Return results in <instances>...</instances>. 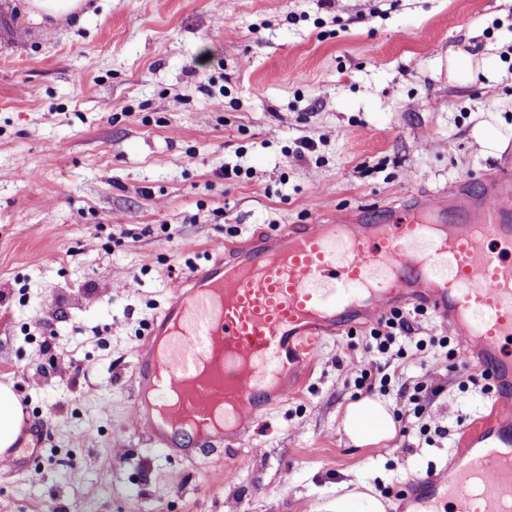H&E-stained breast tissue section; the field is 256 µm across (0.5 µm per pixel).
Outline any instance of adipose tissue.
I'll return each instance as SVG.
<instances>
[{
	"mask_svg": "<svg viewBox=\"0 0 512 512\" xmlns=\"http://www.w3.org/2000/svg\"><path fill=\"white\" fill-rule=\"evenodd\" d=\"M23 423L21 404L12 384L0 382V452L15 443ZM342 427L349 440L358 446H378L393 438L396 423L387 404L366 396L344 408Z\"/></svg>",
	"mask_w": 512,
	"mask_h": 512,
	"instance_id": "ef3b65f1",
	"label": "adipose tissue"
}]
</instances>
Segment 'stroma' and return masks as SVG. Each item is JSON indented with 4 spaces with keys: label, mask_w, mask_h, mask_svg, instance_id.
I'll return each mask as SVG.
<instances>
[{
    "label": "stroma",
    "mask_w": 512,
    "mask_h": 512,
    "mask_svg": "<svg viewBox=\"0 0 512 512\" xmlns=\"http://www.w3.org/2000/svg\"><path fill=\"white\" fill-rule=\"evenodd\" d=\"M467 44L493 61L460 84L448 51ZM511 148L512 0H87L40 23L0 0V381L42 439L30 471L0 465V512H316L345 481L399 512L495 400L462 351L427 348L433 403L397 394L416 364L372 384L399 427L386 449L341 429L374 367L358 324L240 446L189 458L133 416L137 351L212 249L480 194Z\"/></svg>",
    "instance_id": "stroma-1"
}]
</instances>
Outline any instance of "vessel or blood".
<instances>
[{
	"mask_svg": "<svg viewBox=\"0 0 512 512\" xmlns=\"http://www.w3.org/2000/svg\"><path fill=\"white\" fill-rule=\"evenodd\" d=\"M481 202L430 195L372 218L369 209L327 223L284 225L229 247L175 288L150 339L184 400L162 422L155 401L133 413L153 440L191 455L199 437L181 420H207L216 404L238 410L210 441L243 442L258 412L304 378L313 343L394 307L430 309L468 360L497 386L493 408L462 442L454 474L409 482L411 504L449 512H512V152L484 176ZM494 440L497 448L478 449Z\"/></svg>",
	"mask_w": 512,
	"mask_h": 512,
	"instance_id": "obj_1",
	"label": "vessel or blood"
}]
</instances>
